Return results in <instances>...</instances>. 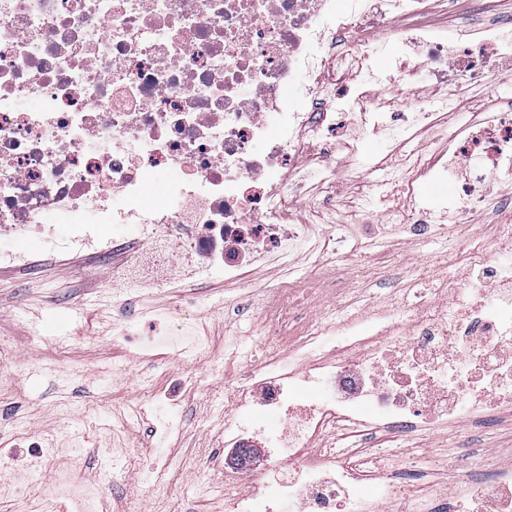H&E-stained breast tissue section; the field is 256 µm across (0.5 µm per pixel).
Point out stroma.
I'll return each instance as SVG.
<instances>
[{
	"label": "stroma",
	"mask_w": 512,
	"mask_h": 512,
	"mask_svg": "<svg viewBox=\"0 0 512 512\" xmlns=\"http://www.w3.org/2000/svg\"><path fill=\"white\" fill-rule=\"evenodd\" d=\"M433 87L432 77L418 72L402 83L374 85L370 97L375 111L394 112L423 102ZM409 163L393 142L371 134L340 149L331 158L334 210L318 211L308 195L294 211L296 219L316 224L320 238L338 240L339 259L324 267L300 256L287 271L253 266L240 285L217 273L132 299L114 293L112 284L113 266L128 255L150 259L131 229L103 225L117 243L106 260L58 250L54 238L66 226L53 215L47 218L53 235L39 242L1 236V251L30 252L36 264L0 270V447L24 464L50 441L55 456L20 484L14 470L0 472V482L15 487L0 498V512H32L36 498L54 493L64 480L101 488L86 512H225L223 495L212 487L224 480V426L239 393L251 385L247 367L288 355L261 331L269 293L290 274L310 285L327 276L349 278L376 310L397 300L406 273L416 275L419 288H434L447 276L441 256L489 234L478 213L451 225L447 236L414 238L388 217L403 196L388 195L380 183L368 207L352 217L362 174L379 182L382 171ZM350 222L377 243L370 276L349 253L343 226ZM241 303L250 306L244 318L234 312ZM160 315L172 326L204 329L207 353L194 363L148 361ZM426 445L443 454L470 451L483 469L512 463V409L489 430L468 423L433 429Z\"/></svg>",
	"instance_id": "obj_1"
}]
</instances>
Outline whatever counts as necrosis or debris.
<instances>
[{
    "instance_id": "4bbe7bcc",
    "label": "necrosis or debris",
    "mask_w": 512,
    "mask_h": 512,
    "mask_svg": "<svg viewBox=\"0 0 512 512\" xmlns=\"http://www.w3.org/2000/svg\"><path fill=\"white\" fill-rule=\"evenodd\" d=\"M447 12L448 0H0V235L56 213L69 224L62 250L105 256L101 225H134L151 262L112 277L143 293L216 273L239 282L247 267L315 254L311 224L292 210L335 134L424 133L440 110L470 109L457 73L478 82L495 65L512 76V35L492 23L473 38L449 31L436 21ZM387 45L415 56L383 68ZM420 70L442 96L410 112L368 108L369 85ZM334 71L355 72L357 85L332 92ZM444 140L396 182L407 210L394 219L419 236L512 206V191L493 189L512 177L511 112L479 111ZM157 167L174 171L180 208L148 204ZM452 171L449 203L427 208L415 181ZM447 264L464 275L443 283L444 302L408 287L410 317L381 323L315 327L282 292L269 297L294 364L260 377L258 397L241 393L224 442L264 439L293 468L284 481L257 478L250 494L225 475L227 512H512V466L466 478L439 504L426 471L391 448L397 435L512 408V250L490 241ZM332 335L335 360L312 362ZM259 410L285 429L256 423Z\"/></svg>"
}]
</instances>
